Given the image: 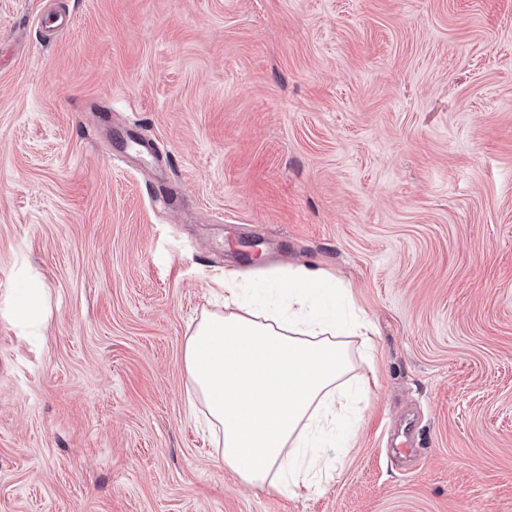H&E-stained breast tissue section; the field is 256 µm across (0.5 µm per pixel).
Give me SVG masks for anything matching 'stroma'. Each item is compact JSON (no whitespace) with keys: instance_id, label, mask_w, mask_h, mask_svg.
<instances>
[{"instance_id":"obj_1","label":"stroma","mask_w":512,"mask_h":512,"mask_svg":"<svg viewBox=\"0 0 512 512\" xmlns=\"http://www.w3.org/2000/svg\"><path fill=\"white\" fill-rule=\"evenodd\" d=\"M297 264L376 384L276 493L183 348L225 272ZM0 512H512V0H0Z\"/></svg>"}]
</instances>
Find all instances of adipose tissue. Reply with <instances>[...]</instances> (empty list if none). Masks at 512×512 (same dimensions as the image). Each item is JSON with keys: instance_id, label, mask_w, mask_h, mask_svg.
Segmentation results:
<instances>
[{"instance_id": "1", "label": "adipose tissue", "mask_w": 512, "mask_h": 512, "mask_svg": "<svg viewBox=\"0 0 512 512\" xmlns=\"http://www.w3.org/2000/svg\"><path fill=\"white\" fill-rule=\"evenodd\" d=\"M274 285L276 307L255 308L224 279V312L209 314L184 344L188 397L203 402L225 467L276 492L335 470L328 441L350 447L368 379L349 380V344L371 349V328L348 289L319 268L297 266Z\"/></svg>"}]
</instances>
